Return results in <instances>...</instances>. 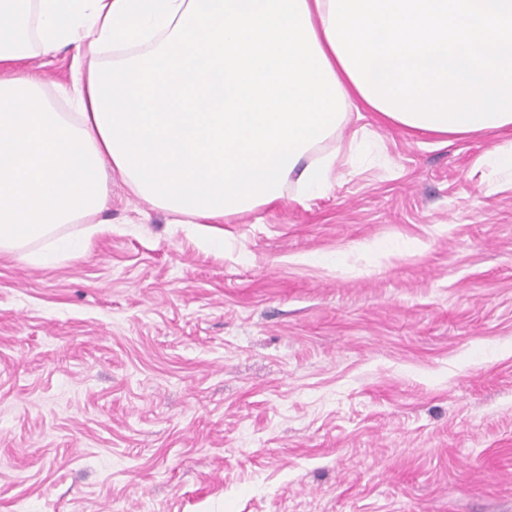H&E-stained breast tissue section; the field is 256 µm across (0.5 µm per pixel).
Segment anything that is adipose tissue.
Masks as SVG:
<instances>
[{
    "instance_id": "obj_1",
    "label": "adipose tissue",
    "mask_w": 512,
    "mask_h": 512,
    "mask_svg": "<svg viewBox=\"0 0 512 512\" xmlns=\"http://www.w3.org/2000/svg\"><path fill=\"white\" fill-rule=\"evenodd\" d=\"M74 50L76 109L22 68ZM116 58L103 66L100 55ZM357 103L444 139L512 127V0H0V251L42 265L109 207V172L220 224L276 204Z\"/></svg>"
}]
</instances>
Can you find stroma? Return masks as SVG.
Wrapping results in <instances>:
<instances>
[{
	"label": "stroma",
	"mask_w": 512,
	"mask_h": 512,
	"mask_svg": "<svg viewBox=\"0 0 512 512\" xmlns=\"http://www.w3.org/2000/svg\"><path fill=\"white\" fill-rule=\"evenodd\" d=\"M356 129L223 249L114 172L78 256L0 252V512H512V128Z\"/></svg>",
	"instance_id": "35a3bbf8"
}]
</instances>
